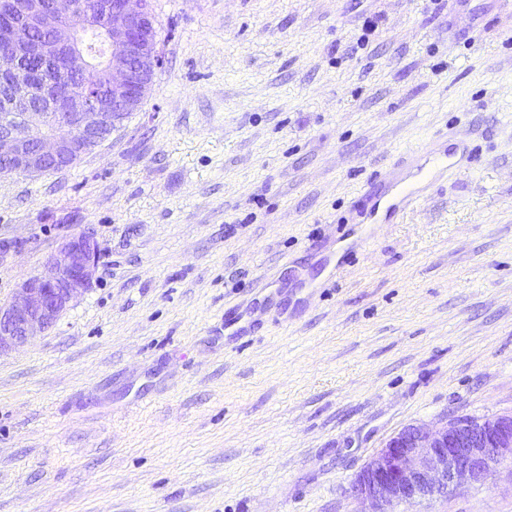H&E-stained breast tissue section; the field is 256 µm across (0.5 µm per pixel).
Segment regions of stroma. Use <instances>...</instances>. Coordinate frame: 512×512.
<instances>
[{
  "mask_svg": "<svg viewBox=\"0 0 512 512\" xmlns=\"http://www.w3.org/2000/svg\"><path fill=\"white\" fill-rule=\"evenodd\" d=\"M151 6L142 108L0 178V302L102 249L0 355V512H361L404 427L512 412V0ZM448 126L470 169L369 226V180ZM397 512H512V462ZM101 253L90 232L62 241L47 272L23 281L0 304V354L27 343L51 327L90 286Z\"/></svg>",
  "mask_w": 512,
  "mask_h": 512,
  "instance_id": "stroma-1",
  "label": "stroma"
}]
</instances>
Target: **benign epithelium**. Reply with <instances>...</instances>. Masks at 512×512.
Returning <instances> with one entry per match:
<instances>
[{"label":"benign epithelium","mask_w":512,"mask_h":512,"mask_svg":"<svg viewBox=\"0 0 512 512\" xmlns=\"http://www.w3.org/2000/svg\"><path fill=\"white\" fill-rule=\"evenodd\" d=\"M104 51L91 54L75 24L76 0H0V176L73 167L141 109L163 58L149 0H98ZM93 76L76 93L57 89L56 63ZM101 253L86 231L62 241L47 272L0 304V354L51 327L90 286ZM512 460V413L410 425L390 437L351 483L368 512L483 485Z\"/></svg>","instance_id":"obj_1"}]
</instances>
